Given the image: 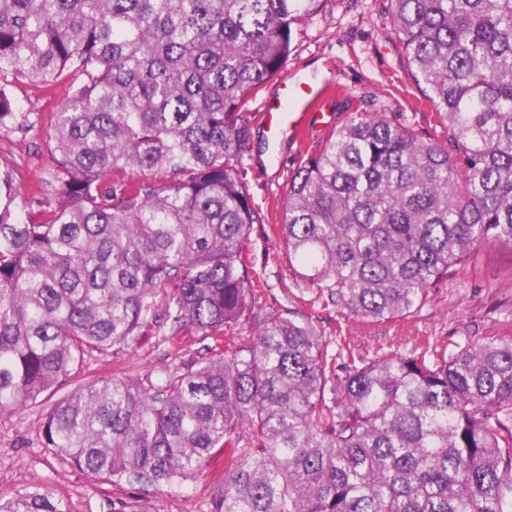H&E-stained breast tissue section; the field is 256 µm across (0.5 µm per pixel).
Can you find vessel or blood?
I'll use <instances>...</instances> for the list:
<instances>
[{
	"label": "vessel or blood",
	"mask_w": 512,
	"mask_h": 512,
	"mask_svg": "<svg viewBox=\"0 0 512 512\" xmlns=\"http://www.w3.org/2000/svg\"><path fill=\"white\" fill-rule=\"evenodd\" d=\"M280 89L284 95L283 110L265 109L263 118L277 134L302 139L311 129L321 102L333 97L334 91L328 86L298 90L285 81Z\"/></svg>",
	"instance_id": "b4317fda"
}]
</instances>
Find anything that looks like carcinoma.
<instances>
[{"mask_svg": "<svg viewBox=\"0 0 512 512\" xmlns=\"http://www.w3.org/2000/svg\"><path fill=\"white\" fill-rule=\"evenodd\" d=\"M321 2L0 0V77L69 85L45 181L23 203L0 170V416L162 317L205 356L150 389L77 388L44 418L45 447L89 477L191 481L220 453L208 512H512V338L365 356L259 311L250 103ZM391 3L455 149L358 113L298 167L276 225L302 280L364 322L512 246V0ZM16 117L0 86V128ZM0 512L68 509L39 485Z\"/></svg>", "mask_w": 512, "mask_h": 512, "instance_id": "1", "label": "carcinoma"}]
</instances>
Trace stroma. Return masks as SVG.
Returning a JSON list of instances; mask_svg holds the SVG:
<instances>
[{"instance_id": "35a3bbf8", "label": "stroma", "mask_w": 512, "mask_h": 512, "mask_svg": "<svg viewBox=\"0 0 512 512\" xmlns=\"http://www.w3.org/2000/svg\"><path fill=\"white\" fill-rule=\"evenodd\" d=\"M391 0H323L319 11L293 31L285 73L293 80L338 85L311 131L307 147L273 138L254 121L243 155L245 179L267 222L252 233L251 265L261 280L265 312L291 313L311 322L325 339L347 336L363 353L377 348L410 350L425 336L446 343L512 338V248L491 242L473 253L455 273L431 288L419 310L406 318L365 323L346 319L328 296L304 282L288 259L274 224L280 223L288 182L307 149L316 148L355 113H370L414 130L424 141L453 146L447 125L414 82L391 23ZM18 108L16 122L0 129V168L29 188L45 179L52 162L53 107L66 84L48 89L7 79L0 83ZM199 337L181 348L164 340L163 328L140 344L120 351L86 355L81 369L53 394L10 415L0 416V492L12 494L45 484L69 512H207L224 459L213 456L195 480L172 486L94 481L44 445V417L60 398L95 380L123 378L143 385L158 382L166 370L181 368L204 354Z\"/></svg>"}]
</instances>
